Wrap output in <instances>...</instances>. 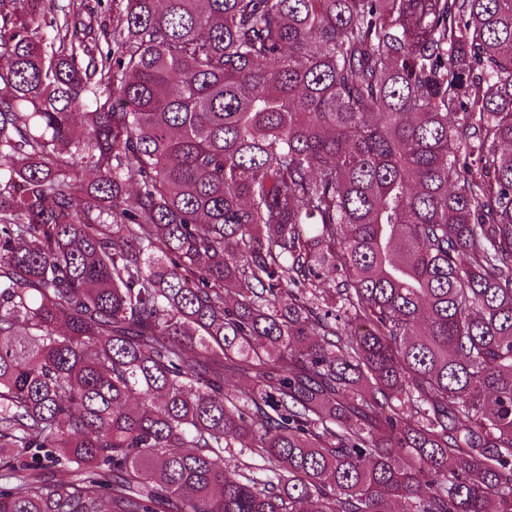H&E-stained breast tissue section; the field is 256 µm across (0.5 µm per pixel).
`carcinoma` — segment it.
<instances>
[{"label":"carcinoma","mask_w":512,"mask_h":512,"mask_svg":"<svg viewBox=\"0 0 512 512\" xmlns=\"http://www.w3.org/2000/svg\"><path fill=\"white\" fill-rule=\"evenodd\" d=\"M11 2L0 512H512V0Z\"/></svg>","instance_id":"cac0c4a2"}]
</instances>
